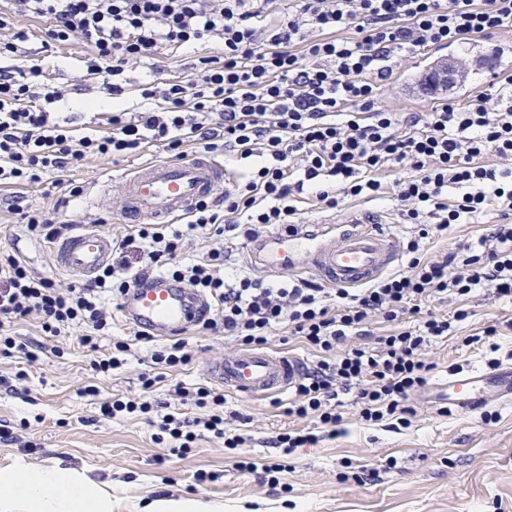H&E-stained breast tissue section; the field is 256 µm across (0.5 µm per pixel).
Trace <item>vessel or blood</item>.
<instances>
[{
  "label": "vessel or blood",
  "instance_id": "vessel-or-blood-1",
  "mask_svg": "<svg viewBox=\"0 0 512 512\" xmlns=\"http://www.w3.org/2000/svg\"><path fill=\"white\" fill-rule=\"evenodd\" d=\"M125 203L118 221L152 224L184 216L200 200L222 193L224 165L207 153L143 164L123 180ZM112 252V234L103 226L57 241V266L78 280L91 278ZM246 260L271 274L306 276L329 288H354L396 266L397 237L385 219L365 209L347 211L340 221L311 229L281 228L245 250ZM212 309L203 294L157 273L133 282L121 295V319L140 335L165 339L188 334ZM302 360L257 348H245L212 364L208 377L224 390L258 401L297 388ZM431 402L468 415L491 401L512 405V366L449 374L430 387Z\"/></svg>",
  "mask_w": 512,
  "mask_h": 512
}]
</instances>
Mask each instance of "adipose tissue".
<instances>
[{"instance_id": "ef3b65f1", "label": "adipose tissue", "mask_w": 512, "mask_h": 512, "mask_svg": "<svg viewBox=\"0 0 512 512\" xmlns=\"http://www.w3.org/2000/svg\"><path fill=\"white\" fill-rule=\"evenodd\" d=\"M0 512H112V487L59 466L1 469Z\"/></svg>"}]
</instances>
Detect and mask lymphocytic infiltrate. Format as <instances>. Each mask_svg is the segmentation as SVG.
Returning a JSON list of instances; mask_svg holds the SVG:
<instances>
[{"instance_id": "lymphocytic-infiltrate-1", "label": "lymphocytic infiltrate", "mask_w": 512, "mask_h": 512, "mask_svg": "<svg viewBox=\"0 0 512 512\" xmlns=\"http://www.w3.org/2000/svg\"><path fill=\"white\" fill-rule=\"evenodd\" d=\"M275 0H0V186L51 182L77 198L82 188L70 172L93 157L132 156L157 147L180 158L188 148L224 150L254 159L249 178L222 197L197 203L183 229L142 224L114 245L117 262L94 280L66 288L36 275L18 254L0 251V351H35L19 341L15 325L37 317L49 336L80 328L79 342L93 352L102 374L122 366L121 355L99 351L111 327L102 293L121 296L133 280L121 255L137 245L143 274L166 270L214 302L204 329L246 345L265 344L273 331L302 339L318 355L289 401L288 415L336 428L341 395L348 394L362 420L407 424L408 400L423 387L433 363L432 343L447 337L464 310L445 316L434 301L491 290L512 303V76L461 104L441 97L427 111L395 112L380 101L392 80L393 62L417 50L488 39L512 26V0H303L299 12L269 21ZM44 23L45 46L79 39L85 63L113 97L101 129L59 119L49 107L67 102L69 90L47 78L40 65L14 64L29 34L21 20ZM221 45L208 55L202 46ZM195 53L190 72L166 78L163 59ZM151 61L156 77L142 84L150 106L128 113L122 97L128 66ZM499 166L485 164L486 156ZM407 177L383 184L387 168ZM460 190L448 200L449 186ZM309 190L327 208L363 194L393 195L407 223L421 215L447 232L454 224H487L489 233L456 251L427 257L418 240L407 243L400 270L364 288H322L245 276L224 279V251L210 249L197 263L178 257L189 238L232 235L255 240L262 229L287 223L296 213L293 191ZM419 316L417 326L346 347L368 321ZM183 339L154 351L153 371L142 374V398L101 403L102 417L155 414L159 428L186 448L201 434L238 448L248 438L249 416L225 414L223 391L206 384H171L155 397L166 370L188 364ZM190 400L197 417H180L173 401Z\"/></svg>"}]
</instances>
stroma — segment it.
<instances>
[{
  "label": "stroma",
  "mask_w": 512,
  "mask_h": 512,
  "mask_svg": "<svg viewBox=\"0 0 512 512\" xmlns=\"http://www.w3.org/2000/svg\"><path fill=\"white\" fill-rule=\"evenodd\" d=\"M28 27L33 36L26 49L31 58L42 60L48 75L69 85L75 99L111 109V96L86 73L81 42L45 50L38 37L40 22L31 21ZM508 44L512 28L489 40L401 55L395 63L397 79L385 90L383 102L396 112L427 111L429 100L416 89L414 79L439 58L455 61L459 93L485 90L490 77L478 61L489 49ZM164 157L163 150L153 147L138 156L90 159L72 178L84 187L100 181L102 189L95 197L71 200L68 213L85 222L110 223L115 238L129 235L130 227L117 221L124 205L123 179L137 165ZM292 204L297 221L307 224L336 221L346 209L363 206L384 215L400 242L419 239V225L404 222L401 204L391 196L348 198L342 207L328 209L311 195L297 193ZM246 244L243 238H197L189 241L180 260L192 263L209 248L223 249L224 272L232 280L249 270L243 256ZM1 249L19 254L35 274L59 286L72 282L56 265L49 242L32 232L7 203L0 205ZM459 308L467 310L466 319L428 350L434 365L429 383L446 379L452 367L512 364V330L483 334L486 327L512 318V304L484 289L466 301L451 299L439 305L448 315ZM19 331L43 350L33 363L20 353L0 355V430L11 432L10 439L0 440V469L83 470L93 480L111 484L112 512H141L159 497L196 498L214 512H512V407L493 402L475 415H448L418 394L411 400L410 426L398 428L363 422L348 405L342 409L341 433L332 436L313 420L288 415L287 395L261 403L231 395L224 409L252 417V442L228 450L223 440L205 433L188 452L179 453L157 441L156 427L144 417L106 419L99 414L100 399L142 395L140 377L159 342L136 340L130 329L113 322L99 341L101 352H111L118 341L130 349L125 364L103 376L90 367L91 357L78 342L80 329L46 336L38 319L31 318ZM477 333L481 341L467 344V337ZM186 342L191 359L171 377L188 387L207 382L210 366L240 349L223 334L200 328L187 335ZM90 385L97 395L86 394ZM301 430L316 433L318 441L288 455V471L277 487L240 469L246 457L274 458L272 438Z\"/></svg>",
  "instance_id": "35a3bbf8"
}]
</instances>
